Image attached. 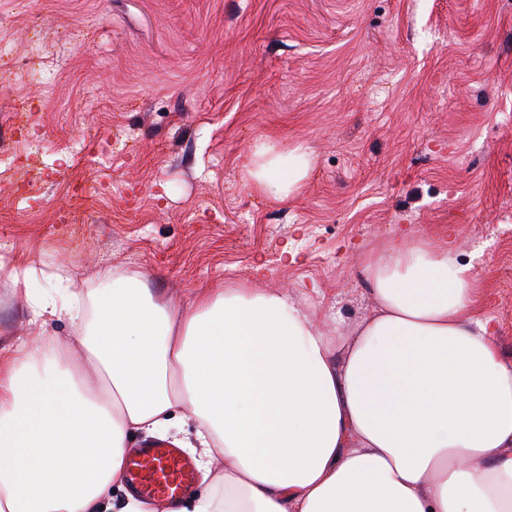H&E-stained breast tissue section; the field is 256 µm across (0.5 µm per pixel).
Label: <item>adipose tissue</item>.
<instances>
[{"label":"adipose tissue","mask_w":512,"mask_h":512,"mask_svg":"<svg viewBox=\"0 0 512 512\" xmlns=\"http://www.w3.org/2000/svg\"><path fill=\"white\" fill-rule=\"evenodd\" d=\"M258 157L250 176L278 199L310 169ZM365 271L375 308L336 344L276 292L180 307L115 269L88 301L76 278L35 293V268L15 274L39 332L0 366V512H106L129 438L176 420L208 484L191 512H512V364L464 314L470 265L419 241Z\"/></svg>","instance_id":"adipose-tissue-1"}]
</instances>
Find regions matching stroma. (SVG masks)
Instances as JSON below:
<instances>
[{
    "label": "stroma",
    "instance_id": "obj_1",
    "mask_svg": "<svg viewBox=\"0 0 512 512\" xmlns=\"http://www.w3.org/2000/svg\"><path fill=\"white\" fill-rule=\"evenodd\" d=\"M1 16L0 364L33 332L15 268L87 293L126 269L181 304L282 291L343 339L373 306L370 255L447 238L479 281L466 316L512 363V0H0ZM264 144L312 156L287 199L251 182Z\"/></svg>",
    "mask_w": 512,
    "mask_h": 512
}]
</instances>
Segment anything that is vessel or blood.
Listing matches in <instances>:
<instances>
[{
    "instance_id": "obj_1",
    "label": "vessel or blood",
    "mask_w": 512,
    "mask_h": 512,
    "mask_svg": "<svg viewBox=\"0 0 512 512\" xmlns=\"http://www.w3.org/2000/svg\"><path fill=\"white\" fill-rule=\"evenodd\" d=\"M193 477L191 461L176 446L145 443L129 451L128 481L141 496L175 502Z\"/></svg>"
}]
</instances>
